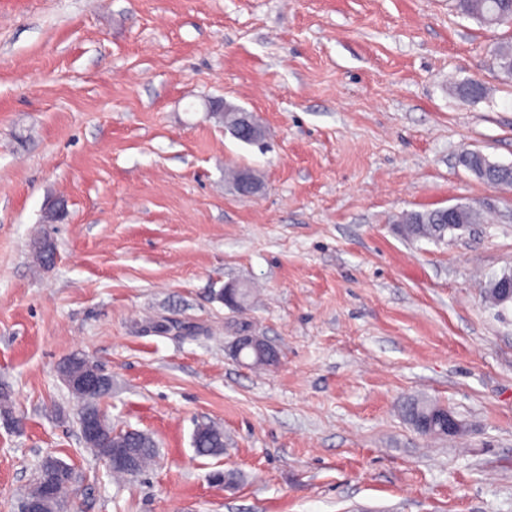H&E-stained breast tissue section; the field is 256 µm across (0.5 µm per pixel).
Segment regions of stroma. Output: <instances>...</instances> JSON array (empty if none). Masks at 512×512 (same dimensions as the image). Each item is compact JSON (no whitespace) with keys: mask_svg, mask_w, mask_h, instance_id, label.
Masks as SVG:
<instances>
[{"mask_svg":"<svg viewBox=\"0 0 512 512\" xmlns=\"http://www.w3.org/2000/svg\"><path fill=\"white\" fill-rule=\"evenodd\" d=\"M509 36L451 0H0V512L47 456L79 473L77 512H512V304L484 299L512 190L459 163L512 164ZM473 80L484 97L455 94ZM465 202L487 222L441 242L394 222ZM232 285L254 298L227 306ZM244 328L277 366L236 359ZM75 352L111 375L113 426L158 444L137 478L81 439ZM410 398L463 434L415 431ZM202 423L222 455H196ZM491 61L497 74L512 82V41L502 42L491 50ZM474 158V152H469L467 153L466 158L461 157V163L465 168L468 169L479 168L482 165L487 171L486 176L482 179L483 182L497 187L512 188L510 182H502L497 180L499 176L498 172L505 170H497L496 163L490 162L486 157H484L482 160Z\"/></svg>","mask_w":512,"mask_h":512,"instance_id":"1","label":"stroma"}]
</instances>
